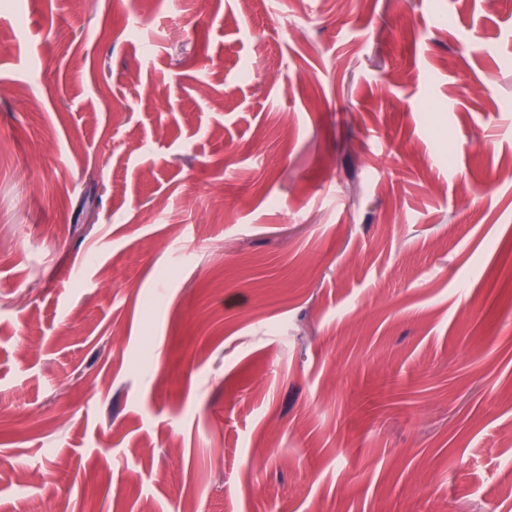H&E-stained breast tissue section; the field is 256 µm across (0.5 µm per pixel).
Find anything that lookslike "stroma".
<instances>
[{
	"label": "stroma",
	"mask_w": 512,
	"mask_h": 512,
	"mask_svg": "<svg viewBox=\"0 0 512 512\" xmlns=\"http://www.w3.org/2000/svg\"><path fill=\"white\" fill-rule=\"evenodd\" d=\"M2 85L0 512H512V0H0Z\"/></svg>",
	"instance_id": "stroma-1"
}]
</instances>
